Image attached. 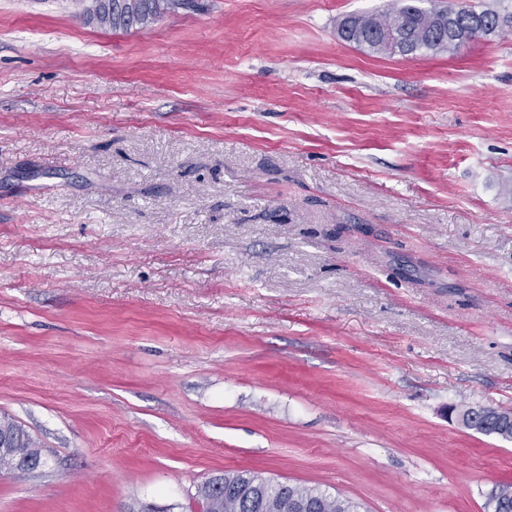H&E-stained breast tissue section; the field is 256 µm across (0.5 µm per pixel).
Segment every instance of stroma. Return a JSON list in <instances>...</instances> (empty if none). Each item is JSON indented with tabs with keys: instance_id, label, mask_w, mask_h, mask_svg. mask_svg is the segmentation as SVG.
I'll use <instances>...</instances> for the list:
<instances>
[{
	"instance_id": "35a3bbf8",
	"label": "stroma",
	"mask_w": 512,
	"mask_h": 512,
	"mask_svg": "<svg viewBox=\"0 0 512 512\" xmlns=\"http://www.w3.org/2000/svg\"><path fill=\"white\" fill-rule=\"evenodd\" d=\"M392 0H0V512H188L227 470L490 512L512 441V34L381 56ZM188 3L189 0H94L89 19L101 28L128 32L147 28L168 10ZM462 420L475 430L479 427L485 429L492 428L495 434L504 436L512 435V420L510 418L506 422L493 421L485 412L476 410L470 415L462 417ZM0 428L11 435L12 448H6L9 443V436L0 433V474H11L15 472H26L37 469L46 458L39 442L27 431L17 420L9 416H1ZM32 467L27 469L25 467Z\"/></svg>"
}]
</instances>
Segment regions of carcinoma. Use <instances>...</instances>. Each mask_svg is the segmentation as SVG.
Wrapping results in <instances>:
<instances>
[{
    "label": "carcinoma",
    "instance_id": "carcinoma-1",
    "mask_svg": "<svg viewBox=\"0 0 512 512\" xmlns=\"http://www.w3.org/2000/svg\"><path fill=\"white\" fill-rule=\"evenodd\" d=\"M189 0H94L90 20L114 32H128L152 25L169 10L181 8ZM349 24L348 34L360 38L358 45L366 46L379 55L452 53L463 43L477 37L478 30L487 27L482 16L470 15L459 9H423L416 0H395L392 7L381 11L345 16L340 24ZM0 428L11 435L12 447L0 448V474L25 472L38 468L45 457L39 442L17 420L3 416ZM224 486L257 483L254 489L258 507L249 509L238 493L215 494L207 480L197 487L195 499L204 512H287L290 502L309 506L310 512H357L347 498L327 494L316 487L301 484L276 483L248 470H227L221 475ZM504 503L512 512V483L499 484L492 491L489 503Z\"/></svg>",
    "mask_w": 512,
    "mask_h": 512
}]
</instances>
